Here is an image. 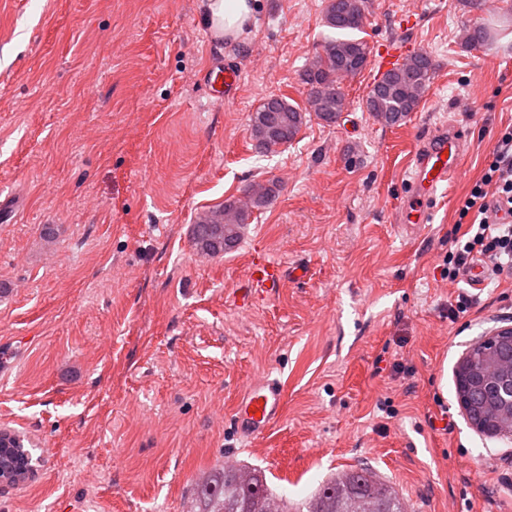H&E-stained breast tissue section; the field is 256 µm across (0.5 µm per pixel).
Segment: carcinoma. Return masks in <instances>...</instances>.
<instances>
[{
    "label": "carcinoma",
    "mask_w": 512,
    "mask_h": 512,
    "mask_svg": "<svg viewBox=\"0 0 512 512\" xmlns=\"http://www.w3.org/2000/svg\"><path fill=\"white\" fill-rule=\"evenodd\" d=\"M365 10V0H329L326 24L340 36L324 41L303 74L310 111L327 125L336 123L346 110L340 79L360 74L371 54L365 41L349 36L361 29ZM487 36V29L479 22L464 31L465 44L471 47L484 44ZM432 68L428 54L411 55L375 80L366 98V110L386 125L403 121L423 97ZM306 118L307 113L291 104L286 96H270L249 118L250 137L260 151L273 152L295 139ZM278 191V184L270 181L250 188L246 203L227 201L201 215L193 227L196 248L206 255H220L233 248L251 210L269 204ZM12 451L20 466L8 470L6 458L0 455V471H8L12 483L19 486L27 481L31 460L19 442ZM377 486L384 488L385 493L376 512H404L396 490L381 481L367 465L329 477L309 497L294 505L270 489L262 470L223 464L196 479L194 512H268L270 509L274 512H350L354 504L369 499Z\"/></svg>",
    "instance_id": "1"
}]
</instances>
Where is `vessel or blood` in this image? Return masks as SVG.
Returning <instances> with one entry per match:
<instances>
[{"label":"vessel or blood","mask_w":512,"mask_h":512,"mask_svg":"<svg viewBox=\"0 0 512 512\" xmlns=\"http://www.w3.org/2000/svg\"><path fill=\"white\" fill-rule=\"evenodd\" d=\"M408 47L400 41L379 46L381 69L388 70L407 54ZM204 81L209 97L234 102L240 92L241 78L237 67L217 61L209 63ZM465 136L455 126L430 134L412 155L409 186L411 198L399 213L400 223L416 227L428 223L439 191L447 186L465 161ZM283 278L282 268L257 259L250 270L247 285L239 293L241 305H249L263 293L278 288ZM284 398V386L275 379L255 381L238 399L233 408L239 433L252 436L267 432L279 417Z\"/></svg>","instance_id":"b4317fda"}]
</instances>
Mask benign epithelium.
<instances>
[{
  "label": "benign epithelium",
  "mask_w": 512,
  "mask_h": 512,
  "mask_svg": "<svg viewBox=\"0 0 512 512\" xmlns=\"http://www.w3.org/2000/svg\"><path fill=\"white\" fill-rule=\"evenodd\" d=\"M512 338V326L502 327L482 337L467 350L459 363L458 373L462 378L458 386V402L469 418L470 424L490 437L512 439V364L509 362H481L474 367L475 351L485 354L492 351L504 338ZM496 391L502 399V410L487 416L472 418L470 386Z\"/></svg>",
  "instance_id": "1"
}]
</instances>
